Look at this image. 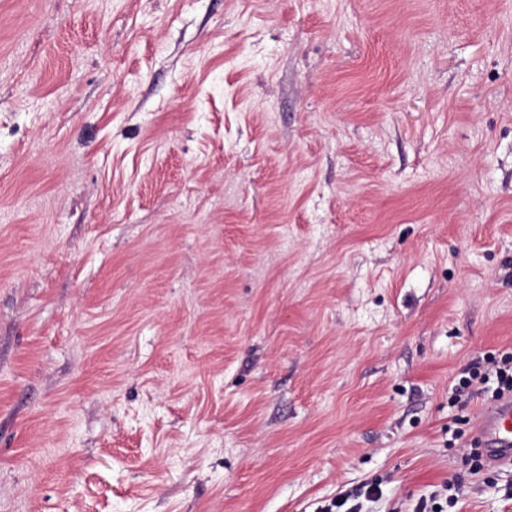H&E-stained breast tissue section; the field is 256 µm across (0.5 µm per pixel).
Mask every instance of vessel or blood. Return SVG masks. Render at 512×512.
<instances>
[{"mask_svg":"<svg viewBox=\"0 0 512 512\" xmlns=\"http://www.w3.org/2000/svg\"><path fill=\"white\" fill-rule=\"evenodd\" d=\"M474 436L489 464H512V395L479 409Z\"/></svg>","mask_w":512,"mask_h":512,"instance_id":"1","label":"vessel or blood"}]
</instances>
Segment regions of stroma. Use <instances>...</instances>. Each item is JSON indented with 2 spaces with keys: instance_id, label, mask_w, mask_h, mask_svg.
<instances>
[{
  "instance_id": "1",
  "label": "stroma",
  "mask_w": 512,
  "mask_h": 512,
  "mask_svg": "<svg viewBox=\"0 0 512 512\" xmlns=\"http://www.w3.org/2000/svg\"><path fill=\"white\" fill-rule=\"evenodd\" d=\"M512 0H0V512H512ZM468 376L459 379L456 387L455 399L457 403H467L470 395V388L480 383L491 384L487 391L491 392L494 400L506 392H512V356H504L491 359L484 363H476L467 372ZM473 434L484 450V456L478 452L474 457L478 470L484 469L487 462L491 465L512 464V395H504L482 406Z\"/></svg>"
}]
</instances>
